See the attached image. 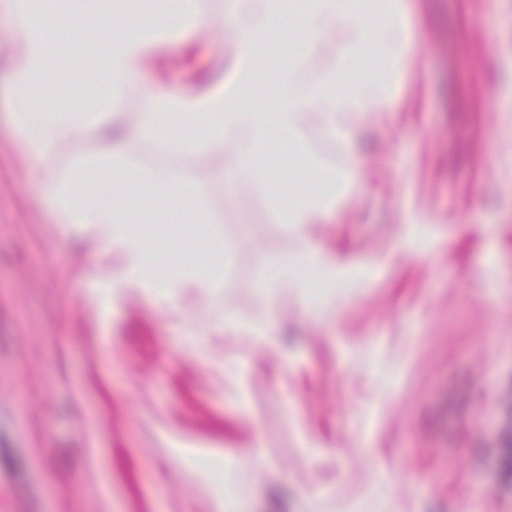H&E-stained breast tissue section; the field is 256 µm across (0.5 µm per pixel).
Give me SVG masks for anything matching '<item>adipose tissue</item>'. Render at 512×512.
<instances>
[{"label":"adipose tissue","mask_w":512,"mask_h":512,"mask_svg":"<svg viewBox=\"0 0 512 512\" xmlns=\"http://www.w3.org/2000/svg\"><path fill=\"white\" fill-rule=\"evenodd\" d=\"M91 2L64 0V6L96 34L94 57L103 63L99 76L109 93L82 95L57 106L45 99L51 33L42 21L41 0H10V24L0 35L10 58V129L42 171L60 227L92 229L102 248L120 260L114 284L153 295L174 288L221 287L223 269L216 260L228 257L230 249L220 233H211L207 248L214 262L191 268L174 262L167 273H159L158 248L151 234L131 224L124 196L150 201L176 193L193 203L197 223H211L212 217L205 208L204 182L135 168L132 143L155 141L166 153H217L232 162L235 176L261 180L269 134L299 144L313 125L343 149L352 148L358 130L371 115L385 111L397 94L399 77L412 60L414 30L406 0H224V18L238 34L224 82L202 94L181 96L144 89L143 106L130 119L121 102L146 57L175 34L209 25L212 18L204 0H175L173 7L148 12L140 24L121 28L111 16L94 11ZM291 14L300 16L303 36L284 51V65L269 72L266 45ZM330 40L339 45L335 64L304 77L310 47ZM366 52L388 63V77L349 81L354 61ZM266 78L276 89L271 112L246 104L255 85ZM90 135L96 139L94 149L74 155L64 173L49 167V158L64 144ZM101 172L124 175V196L108 189L95 195L82 192L83 183ZM328 178L332 192L313 191L293 204L277 206L276 220L294 230L297 248L292 258L270 270L269 287L328 286L343 275V268L331 264L308 235L309 227L335 208L337 196L353 188L351 172H332Z\"/></svg>","instance_id":"1"}]
</instances>
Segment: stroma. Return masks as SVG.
I'll use <instances>...</instances> for the list:
<instances>
[{"mask_svg": "<svg viewBox=\"0 0 512 512\" xmlns=\"http://www.w3.org/2000/svg\"><path fill=\"white\" fill-rule=\"evenodd\" d=\"M179 34L141 87L179 92L226 76L233 28ZM417 58L363 147L310 129L311 154L354 177L311 234L351 271L312 298L263 291L295 249L261 182L207 178L209 158L138 168L206 181L234 250L216 290L181 312L114 292L92 233L61 231L41 177L11 135L0 46V512H512V0H410ZM51 103L71 102L94 40L49 12ZM284 199L309 173L265 147ZM171 199L134 220L163 248L206 259L169 225Z\"/></svg>", "mask_w": 512, "mask_h": 512, "instance_id": "35a3bbf8", "label": "stroma"}]
</instances>
